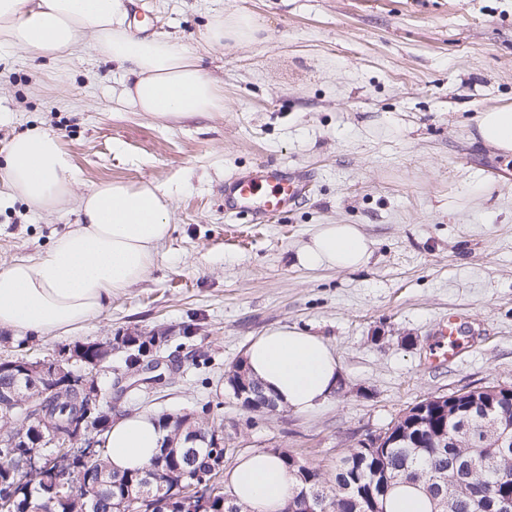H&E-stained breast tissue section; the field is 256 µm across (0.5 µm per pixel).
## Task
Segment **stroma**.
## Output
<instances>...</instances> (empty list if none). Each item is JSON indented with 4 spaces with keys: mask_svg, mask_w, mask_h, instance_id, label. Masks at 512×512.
Here are the masks:
<instances>
[{
    "mask_svg": "<svg viewBox=\"0 0 512 512\" xmlns=\"http://www.w3.org/2000/svg\"><path fill=\"white\" fill-rule=\"evenodd\" d=\"M254 16L259 41L209 51L224 110L159 120L112 100V66L58 68L0 50V160L31 127L58 133L80 188L154 181L173 192L171 231L145 277L66 336L0 331V359L42 358L128 334L164 337L174 367L153 390L116 388L113 352L96 376L113 411H209L225 467L285 449L330 470L367 434L430 396L512 386V160L469 138L479 112L512 104V0H135L131 29L203 42L207 12ZM388 116L399 128L372 133ZM271 161L310 175L303 199L266 224L224 215V180ZM490 198L449 211L473 174ZM78 219L76 200L0 209V270L45 255ZM322 224H356L366 266L309 271L294 256ZM464 341L427 357L449 311ZM288 326L324 338L342 366L336 396L299 415L252 412L226 373L249 342ZM189 343H182L183 333Z\"/></svg>",
    "mask_w": 512,
    "mask_h": 512,
    "instance_id": "obj_1",
    "label": "stroma"
}]
</instances>
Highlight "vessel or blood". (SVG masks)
Instances as JSON below:
<instances>
[{
	"label": "vessel or blood",
	"instance_id": "obj_1",
	"mask_svg": "<svg viewBox=\"0 0 512 512\" xmlns=\"http://www.w3.org/2000/svg\"><path fill=\"white\" fill-rule=\"evenodd\" d=\"M302 175L265 162L236 174L224 183V212L230 216L249 215L262 224L294 205L300 194Z\"/></svg>",
	"mask_w": 512,
	"mask_h": 512
}]
</instances>
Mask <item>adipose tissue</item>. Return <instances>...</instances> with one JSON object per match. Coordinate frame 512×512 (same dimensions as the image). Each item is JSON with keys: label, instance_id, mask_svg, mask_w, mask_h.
Listing matches in <instances>:
<instances>
[{"label": "adipose tissue", "instance_id": "1", "mask_svg": "<svg viewBox=\"0 0 512 512\" xmlns=\"http://www.w3.org/2000/svg\"><path fill=\"white\" fill-rule=\"evenodd\" d=\"M130 0H0V46L33 60H88L94 53L117 65L124 84L119 105L161 119H181L224 109V87L200 57L165 32L139 36L126 24ZM262 31L249 15L213 11L204 34L212 47L256 42ZM472 140L512 158V105L481 112ZM75 173L60 135L29 128L10 142L0 167V199L23 200L35 212L76 197L80 220L44 256L0 270V330L61 336L98 317L113 295L142 280L171 224L169 187L145 181H109L73 195ZM371 256L370 242L354 224H323L297 252L309 270L355 269ZM249 374L264 393L291 411L315 412L332 399L341 365L328 342L297 328H273L247 347ZM168 435L147 412L116 415L101 442L113 471L147 466ZM297 480L270 451L242 456L224 474V488L248 512H283Z\"/></svg>", "mask_w": 512, "mask_h": 512}]
</instances>
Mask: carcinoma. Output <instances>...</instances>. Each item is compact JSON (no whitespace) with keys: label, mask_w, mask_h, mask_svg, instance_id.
Returning <instances> with one entry per match:
<instances>
[{"label":"carcinoma","mask_w":512,"mask_h":512,"mask_svg":"<svg viewBox=\"0 0 512 512\" xmlns=\"http://www.w3.org/2000/svg\"><path fill=\"white\" fill-rule=\"evenodd\" d=\"M156 336H115L123 346L125 365L139 362L141 350L154 346ZM16 391L24 402L41 407L43 417L59 434L68 432L70 423L83 416L87 398L75 386L55 394L46 385H28L6 371L0 374V393ZM0 414V512H130L132 499L150 500L152 504L182 500L185 512H242L224 488V448L206 443L217 428L208 417L184 415L160 417L164 427L175 433L190 422L198 438L189 455L174 448H162L160 454L141 470L117 473L105 461V450L79 448L65 466V449L41 440L32 424L25 422L22 410L5 406ZM490 416L501 425L512 424V401L494 403ZM497 434L488 425L483 409L465 419L441 417L435 429H420L402 435L386 449L384 466L388 482L384 496L400 483L420 486L443 510V494L450 493L452 512H485L487 501L504 490L512 492V447H497ZM41 454L43 468L58 470L69 491L54 499L46 494L41 473L17 468L18 455L32 449ZM297 478L296 495L283 512H299L302 496L315 501V512H367L364 501L354 494L376 480L374 458L366 448H352L327 472L302 461L286 450L278 451Z\"/></svg>","instance_id":"obj_1"}]
</instances>
